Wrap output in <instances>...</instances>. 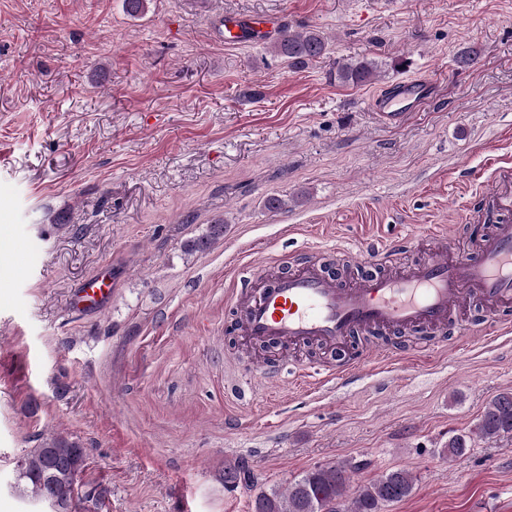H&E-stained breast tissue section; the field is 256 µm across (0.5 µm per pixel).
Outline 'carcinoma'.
Returning a JSON list of instances; mask_svg holds the SVG:
<instances>
[{
	"mask_svg": "<svg viewBox=\"0 0 512 512\" xmlns=\"http://www.w3.org/2000/svg\"><path fill=\"white\" fill-rule=\"evenodd\" d=\"M272 52L288 62V67L299 71L329 52V42L318 30L305 29L293 32L280 31L272 41ZM378 64L374 60L347 59L336 61V80L353 86L365 85L376 77ZM224 236V221L208 226L207 232L187 241L185 253L203 254ZM475 434L485 439H512V390L507 389L493 396L485 405L475 428ZM472 434L457 433L448 439L442 454L452 459L462 456L471 448ZM23 468L17 470L16 484L51 508L56 502L51 498L46 478L55 476L56 483L68 482L74 464L84 463V451L64 439L43 441L21 458ZM356 467L345 462L318 465L299 475L281 491H261L252 503V512H383L384 506L399 502L412 493L414 482L410 473L395 469L359 486L353 498H348L352 473ZM253 482L247 468L229 465L224 468V489L234 491L241 483Z\"/></svg>",
	"mask_w": 512,
	"mask_h": 512,
	"instance_id": "carcinoma-1",
	"label": "carcinoma"
}]
</instances>
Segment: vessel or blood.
<instances>
[{
    "label": "vessel or blood",
    "mask_w": 512,
    "mask_h": 512,
    "mask_svg": "<svg viewBox=\"0 0 512 512\" xmlns=\"http://www.w3.org/2000/svg\"><path fill=\"white\" fill-rule=\"evenodd\" d=\"M227 42L260 41L273 33L263 18L228 14ZM429 79L408 78L395 91L373 96L376 118L400 126L415 103L431 97ZM488 195L501 216L480 241L477 254L466 256L456 242L429 251L407 269L367 274L338 281L322 268L305 265L256 282L245 280L231 301L237 310L236 331L242 343L274 342L289 347L316 342L351 367L365 363L354 336L367 331L441 332L465 336L474 331L475 315L495 324L512 308V166L494 168ZM111 271L81 281L70 297L71 308L104 309L112 297Z\"/></svg>",
    "instance_id": "vessel-or-blood-1"
}]
</instances>
